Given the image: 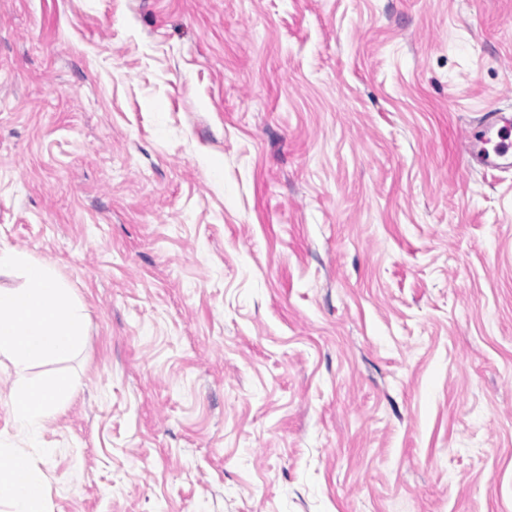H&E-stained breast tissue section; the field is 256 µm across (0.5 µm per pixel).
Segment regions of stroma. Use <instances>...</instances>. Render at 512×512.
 Returning a JSON list of instances; mask_svg holds the SVG:
<instances>
[{"label": "stroma", "mask_w": 512, "mask_h": 512, "mask_svg": "<svg viewBox=\"0 0 512 512\" xmlns=\"http://www.w3.org/2000/svg\"><path fill=\"white\" fill-rule=\"evenodd\" d=\"M491 111L512 0H0V248L88 315L0 358L45 512H512ZM487 121L480 126L481 130L469 131L465 138L466 154L479 158L490 168H503L512 166V115L505 112H489ZM492 134L503 138L507 143L502 144L495 151L485 147L488 137ZM75 389V383L65 374H52L21 385L11 398L16 426L31 439H37L44 421L72 398Z\"/></svg>", "instance_id": "35a3bbf8"}]
</instances>
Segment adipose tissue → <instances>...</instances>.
Returning a JSON list of instances; mask_svg holds the SVG:
<instances>
[{
	"instance_id": "obj_1",
	"label": "adipose tissue",
	"mask_w": 512,
	"mask_h": 512,
	"mask_svg": "<svg viewBox=\"0 0 512 512\" xmlns=\"http://www.w3.org/2000/svg\"><path fill=\"white\" fill-rule=\"evenodd\" d=\"M18 272L21 287L0 288V357L18 366L50 363L79 349L85 306L72 298L53 269L39 265L16 248H0V271ZM76 386L64 374H52L21 385L11 398L18 429L37 438L44 421L63 407ZM0 501L18 503L19 512H43L41 475L20 460L0 465Z\"/></svg>"
}]
</instances>
